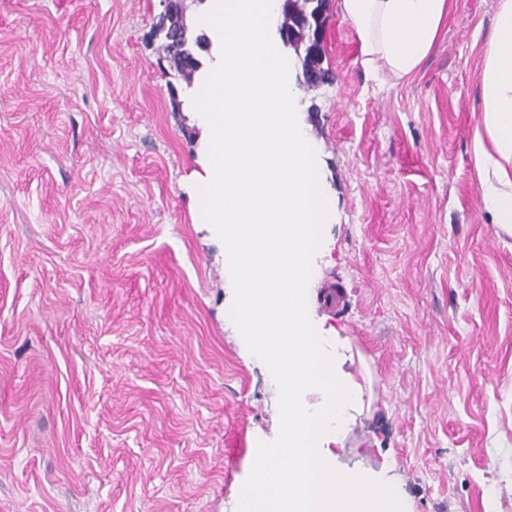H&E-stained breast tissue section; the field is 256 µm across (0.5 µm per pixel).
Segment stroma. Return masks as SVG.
I'll return each mask as SVG.
<instances>
[{
  "label": "stroma",
  "mask_w": 512,
  "mask_h": 512,
  "mask_svg": "<svg viewBox=\"0 0 512 512\" xmlns=\"http://www.w3.org/2000/svg\"><path fill=\"white\" fill-rule=\"evenodd\" d=\"M498 0H454L411 79L331 0L295 105L331 199L309 311L364 408L332 463L407 512H512V236L472 150ZM159 0H0V512H237L277 389L200 215L204 126ZM324 46V43H323ZM313 54H308L306 57V63L310 69L309 75L312 78L311 85L307 88L312 90L318 87L319 84H322L326 81L330 80V71L328 68L323 66L324 62V47Z\"/></svg>",
  "instance_id": "obj_1"
}]
</instances>
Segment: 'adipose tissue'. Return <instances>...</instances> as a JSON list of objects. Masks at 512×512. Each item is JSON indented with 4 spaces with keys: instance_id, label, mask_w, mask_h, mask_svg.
I'll return each instance as SVG.
<instances>
[{
    "instance_id": "1",
    "label": "adipose tissue",
    "mask_w": 512,
    "mask_h": 512,
    "mask_svg": "<svg viewBox=\"0 0 512 512\" xmlns=\"http://www.w3.org/2000/svg\"><path fill=\"white\" fill-rule=\"evenodd\" d=\"M452 0H342L369 67L413 77L435 45ZM483 134L474 137L482 202L495 224L512 234V0H498L495 28L483 53Z\"/></svg>"
}]
</instances>
